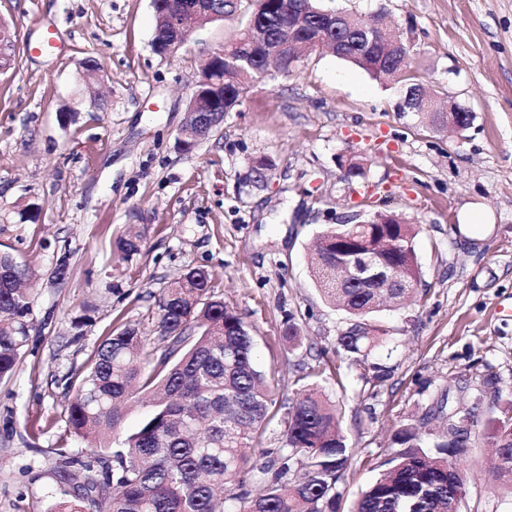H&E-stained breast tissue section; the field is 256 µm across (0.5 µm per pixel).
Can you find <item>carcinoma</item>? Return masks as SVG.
Returning a JSON list of instances; mask_svg holds the SVG:
<instances>
[{
  "label": "carcinoma",
  "mask_w": 512,
  "mask_h": 512,
  "mask_svg": "<svg viewBox=\"0 0 512 512\" xmlns=\"http://www.w3.org/2000/svg\"><path fill=\"white\" fill-rule=\"evenodd\" d=\"M302 0H211L216 14L238 15L242 26L224 44L237 65L210 77L235 100L266 79L269 65L257 56L248 29L257 25L272 39ZM310 13L321 9L307 0ZM178 5L197 0H155L153 46L169 37L168 16ZM345 47L343 60L381 81L399 83L402 99L423 89L410 70L407 44L391 48L365 41L354 27L325 32ZM314 28L298 38L304 52L323 51ZM0 68L14 62L12 32L0 29ZM414 224L383 226L330 224L318 235L311 269L326 301L342 311L349 326L340 333L336 359L318 351L315 363H298L291 395L276 398L274 386L259 369L249 325L224 300L211 295L207 271L189 268L158 301L157 324L163 346L146 348L135 324L121 323L103 337L78 380L65 410L66 422L86 442L82 455L58 452L62 487L55 512H337L341 486L353 454L341 429V412L321 394L317 379L341 381L343 368H369L377 386L394 367L369 359L387 340L378 319L388 307H401L402 293L379 301L366 288L336 287V252L363 239L379 253V262L399 270L409 283L418 279ZM140 236L118 242L121 258L140 251ZM30 280L33 271L7 251L0 252V278ZM33 323L24 288H0V380L10 379L31 340ZM148 395L149 411L133 432L122 428L127 409ZM478 404L459 408L470 420L471 442L461 444L448 429L432 433L424 447L420 423L400 426L384 469L357 496L351 512H456L467 479L449 461L471 443L494 448L489 474L512 487V402L497 417L480 423ZM284 425L282 445L261 447L275 417ZM261 485L253 493L252 486Z\"/></svg>",
  "instance_id": "carcinoma-1"
}]
</instances>
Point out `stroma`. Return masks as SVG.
<instances>
[{
    "label": "stroma",
    "mask_w": 512,
    "mask_h": 512,
    "mask_svg": "<svg viewBox=\"0 0 512 512\" xmlns=\"http://www.w3.org/2000/svg\"><path fill=\"white\" fill-rule=\"evenodd\" d=\"M324 2L399 27L421 80L470 110L471 126L435 129L400 111L389 83L323 52L256 85L186 152L178 130L203 60L239 16L194 28L163 56L151 46V0H0L19 45L47 22L64 45L0 70V249L34 272L35 338L0 381V512H48L56 449L83 448L64 416L69 377L119 324L156 339L158 299L187 268L208 271L212 295L249 325L259 368L287 394L290 365L312 348L335 351L347 326L309 264L316 237L344 213L417 224L420 276L411 306L380 315L389 343L376 356L392 379L375 390L358 368L322 384L344 401L354 457L339 512L373 478L363 460L383 461L393 430L441 397L470 402L467 380L499 377L482 418L512 400V0ZM89 59L103 68L92 84L81 77ZM354 156L365 175L350 188L341 163ZM28 205L36 217L20 222ZM472 213L480 223H466ZM131 226L142 246L124 261L116 241ZM291 322L297 348L284 337ZM487 453L456 457L469 477L457 512H512Z\"/></svg>",
    "instance_id": "stroma-1"
}]
</instances>
